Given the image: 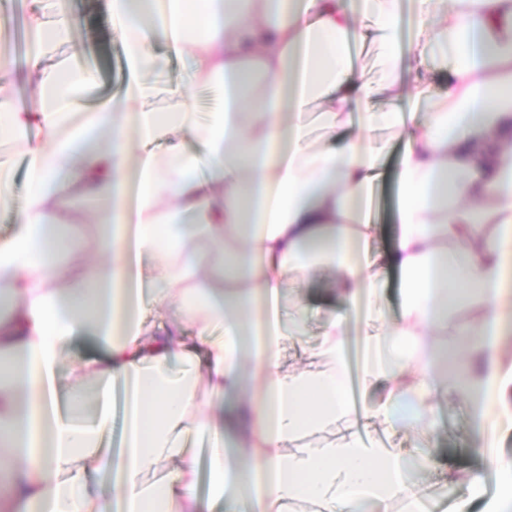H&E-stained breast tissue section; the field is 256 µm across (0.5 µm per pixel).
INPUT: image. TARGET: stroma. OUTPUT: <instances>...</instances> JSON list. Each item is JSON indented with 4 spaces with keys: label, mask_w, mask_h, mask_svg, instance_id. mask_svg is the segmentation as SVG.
<instances>
[{
    "label": "stroma",
    "mask_w": 512,
    "mask_h": 512,
    "mask_svg": "<svg viewBox=\"0 0 512 512\" xmlns=\"http://www.w3.org/2000/svg\"><path fill=\"white\" fill-rule=\"evenodd\" d=\"M70 7L79 20L72 31L73 40L83 46L88 57L97 61V80L89 102L99 105L122 91L128 80L123 46L112 31V16L106 0H70ZM150 81L154 92L147 105L154 109L164 110L187 100L203 117L221 103L219 90L193 83L188 63L176 56L171 57L165 71L151 75ZM303 294L309 308L305 334L301 341H288L283 351L284 365L291 369L316 358L326 318L343 308L331 275L311 281ZM434 420L433 433L428 438L421 437L414 425L390 430L392 447L410 452L429 442L439 450L441 464L437 470L427 473L424 481L428 489L422 503L424 512H453L463 487L449 483V473L462 476L477 469L483 470L484 480L471 504V512H488L498 495L501 479L494 472L484 471L481 459L472 453L474 447L485 442L486 435L473 423L464 395L456 388H449L446 397L439 402Z\"/></svg>",
    "instance_id": "stroma-1"
}]
</instances>
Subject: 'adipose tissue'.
Masks as SVG:
<instances>
[{
    "mask_svg": "<svg viewBox=\"0 0 512 512\" xmlns=\"http://www.w3.org/2000/svg\"><path fill=\"white\" fill-rule=\"evenodd\" d=\"M130 77L111 105L89 108L94 72L71 45L65 64L44 61L73 23L33 17L26 96L10 81L15 59L0 50V142L26 158V192L0 166V207L18 206L0 237V479L22 512H357L371 503L419 500L409 455L351 433L293 452L309 429L353 418L346 390L349 312L377 297L395 272L402 314L374 337L385 358L363 378L387 399L362 419L391 423L405 397L429 425L447 378L467 380L474 421L495 432L512 422V384L498 336L512 307V0H414L411 59L438 47L448 88L417 81L424 113L398 107L405 87L397 19L402 0H363L379 45V88L362 82L363 36L340 0H206L203 28L190 0H109ZM165 43L167 52L156 51ZM186 59L197 83L224 93L199 119L182 104L141 108L150 74ZM388 100L373 106L376 94ZM378 127L403 140L395 174L398 230L368 256L375 224L370 193L385 151ZM96 206L99 259L84 260L68 219ZM341 286L346 312L322 333L324 366L282 367L286 339H300L303 299L280 312L284 286L320 271ZM473 311L454 321L455 310ZM90 329L106 353L74 364L70 408H59L58 367L76 334ZM453 329L455 350L427 338ZM124 406L123 448L106 443ZM233 399L246 449L225 444L224 403ZM208 442V501L195 489L191 438ZM165 475L148 482L159 464Z\"/></svg>",
    "mask_w": 512,
    "mask_h": 512,
    "instance_id": "ef3b65f1",
    "label": "adipose tissue"
}]
</instances>
